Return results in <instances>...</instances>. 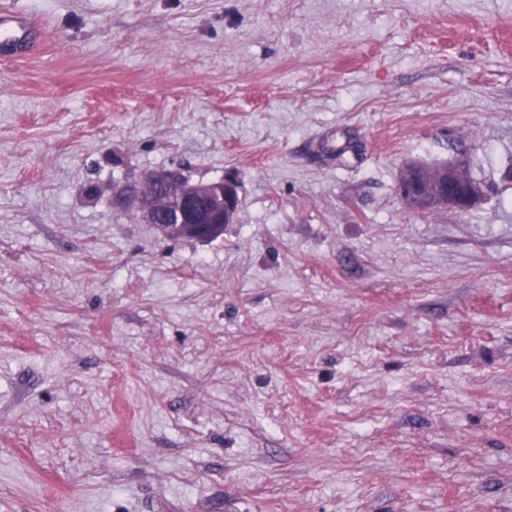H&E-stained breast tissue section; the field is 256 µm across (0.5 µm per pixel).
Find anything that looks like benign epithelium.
<instances>
[{"label": "benign epithelium", "mask_w": 512, "mask_h": 512, "mask_svg": "<svg viewBox=\"0 0 512 512\" xmlns=\"http://www.w3.org/2000/svg\"><path fill=\"white\" fill-rule=\"evenodd\" d=\"M397 191L412 210L462 212L483 196L480 183L459 165L427 167L411 162L400 176ZM114 205L134 210L165 239L208 241L234 223L240 208L239 184L230 175L195 182L181 168L148 170L115 192Z\"/></svg>", "instance_id": "1"}]
</instances>
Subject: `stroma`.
Masks as SVG:
<instances>
[{
  "instance_id": "35a3bbf8",
  "label": "stroma",
  "mask_w": 512,
  "mask_h": 512,
  "mask_svg": "<svg viewBox=\"0 0 512 512\" xmlns=\"http://www.w3.org/2000/svg\"><path fill=\"white\" fill-rule=\"evenodd\" d=\"M9 6L0 512H512V0ZM174 166L218 239L113 208ZM42 29L41 24L32 16L15 10H2L0 12V51L5 56H17L8 53L13 44L35 37ZM397 191L405 204L417 212L434 209L462 212L483 196L480 183L474 181L463 167L454 164L427 167L408 163L400 176ZM166 193L159 197L162 186ZM114 205L134 210L165 239L208 241L234 223L240 208L239 184L230 175L195 182L181 168L144 171L115 192Z\"/></svg>"
}]
</instances>
